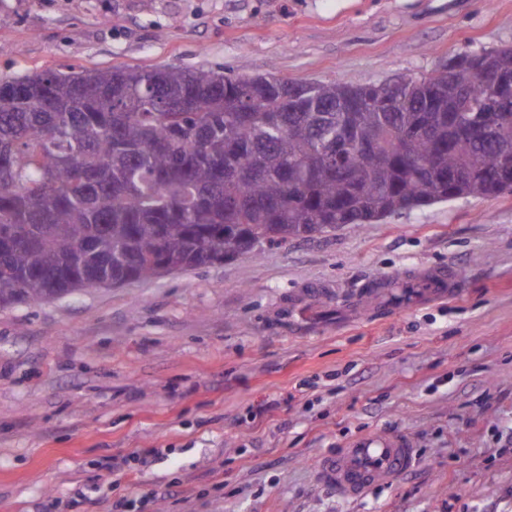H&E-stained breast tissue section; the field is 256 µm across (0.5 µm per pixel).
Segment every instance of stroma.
Listing matches in <instances>:
<instances>
[{"label": "stroma", "instance_id": "obj_1", "mask_svg": "<svg viewBox=\"0 0 512 512\" xmlns=\"http://www.w3.org/2000/svg\"><path fill=\"white\" fill-rule=\"evenodd\" d=\"M502 47L512 0H0V79L362 84ZM443 266L450 297L402 279ZM371 431L416 458L346 499L319 461ZM0 512H512V192L0 308Z\"/></svg>", "mask_w": 512, "mask_h": 512}]
</instances>
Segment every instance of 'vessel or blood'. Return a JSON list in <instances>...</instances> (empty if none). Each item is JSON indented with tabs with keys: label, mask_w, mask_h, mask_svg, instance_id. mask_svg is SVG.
<instances>
[{
	"label": "vessel or blood",
	"mask_w": 512,
	"mask_h": 512,
	"mask_svg": "<svg viewBox=\"0 0 512 512\" xmlns=\"http://www.w3.org/2000/svg\"><path fill=\"white\" fill-rule=\"evenodd\" d=\"M458 283L456 272L444 267L432 270L423 280L424 287L439 293L457 288ZM413 453L406 434L369 432L353 438L336 455L322 458L319 468L340 493L357 499L405 471Z\"/></svg>",
	"instance_id": "b4317fda"
}]
</instances>
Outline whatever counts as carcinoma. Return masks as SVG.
<instances>
[{
  "mask_svg": "<svg viewBox=\"0 0 512 512\" xmlns=\"http://www.w3.org/2000/svg\"><path fill=\"white\" fill-rule=\"evenodd\" d=\"M449 72L293 95L212 67L43 71L0 92V305L260 253L512 191V48Z\"/></svg>",
  "mask_w": 512,
  "mask_h": 512,
  "instance_id": "carcinoma-1",
  "label": "carcinoma"
}]
</instances>
